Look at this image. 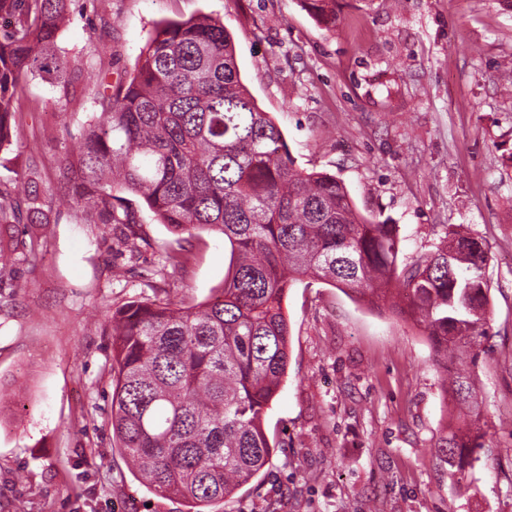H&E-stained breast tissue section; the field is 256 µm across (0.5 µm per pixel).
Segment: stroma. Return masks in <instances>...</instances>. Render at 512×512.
<instances>
[{
    "instance_id": "stroma-1",
    "label": "stroma",
    "mask_w": 512,
    "mask_h": 512,
    "mask_svg": "<svg viewBox=\"0 0 512 512\" xmlns=\"http://www.w3.org/2000/svg\"><path fill=\"white\" fill-rule=\"evenodd\" d=\"M204 14L233 35L241 80L297 166L336 175L360 211L397 224L402 260L433 250L448 224L468 225L490 256L485 435L465 490L433 448L448 417L426 338L312 281L284 304L271 462L227 512H512V0H336L332 25L303 0H72L56 52L114 83L157 23ZM18 95L0 185L38 191L47 221L19 224L0 286V512H186L134 479L112 437L109 316L132 300H205L229 249L215 232L172 234L138 199L121 230L68 203L60 160L97 106L41 78ZM183 249L185 267H163Z\"/></svg>"
}]
</instances>
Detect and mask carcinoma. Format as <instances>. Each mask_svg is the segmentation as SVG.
<instances>
[{"label":"carcinoma","instance_id":"cac0c4a2","mask_svg":"<svg viewBox=\"0 0 512 512\" xmlns=\"http://www.w3.org/2000/svg\"><path fill=\"white\" fill-rule=\"evenodd\" d=\"M303 2L334 20V0ZM69 3L0 0V149L22 122L18 88L41 72L71 82L55 54ZM88 94L100 112L61 160L73 203L103 224H134V195L170 232L214 231L230 251L205 301H130L112 312V436L148 491L187 512H221L261 475L273 452L264 419L290 353L283 303L306 279L411 321L445 369L465 353L477 359L490 314L485 243L450 224L435 250L400 263L397 225L362 213L336 176L295 167L241 82L223 22L157 24L133 76L112 85L99 75ZM26 202L28 223H47L39 193ZM17 213L0 189V271ZM441 389L452 412L435 448L461 489L483 447L476 380L453 372Z\"/></svg>","mask_w":512,"mask_h":512}]
</instances>
